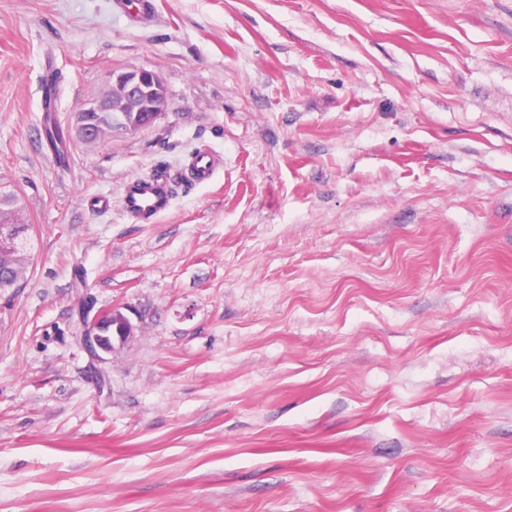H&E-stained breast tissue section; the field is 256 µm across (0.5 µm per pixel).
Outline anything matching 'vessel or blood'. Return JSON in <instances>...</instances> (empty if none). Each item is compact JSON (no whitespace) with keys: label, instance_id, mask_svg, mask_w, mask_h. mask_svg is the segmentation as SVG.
<instances>
[{"label":"vessel or blood","instance_id":"vessel-or-blood-1","mask_svg":"<svg viewBox=\"0 0 512 512\" xmlns=\"http://www.w3.org/2000/svg\"><path fill=\"white\" fill-rule=\"evenodd\" d=\"M220 156L201 150L189 157L185 163L186 175L191 182H210L222 165ZM174 200L172 180L164 169L126 183L120 201L123 213L140 223H150L168 212Z\"/></svg>","mask_w":512,"mask_h":512}]
</instances>
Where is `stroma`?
Listing matches in <instances>:
<instances>
[{
    "mask_svg": "<svg viewBox=\"0 0 512 512\" xmlns=\"http://www.w3.org/2000/svg\"><path fill=\"white\" fill-rule=\"evenodd\" d=\"M152 2L0 0L33 239L0 294V512H512V0ZM132 69L165 114L82 143ZM160 167L173 206L133 223ZM85 300L137 327L104 363ZM168 106L166 88L161 78L145 69L112 71L106 80V90L88 101L78 111L76 122L85 142H96L106 128L85 119V113H115L110 134L116 131L136 132L142 126L123 125L121 112H148L149 124L156 122ZM223 164L220 156L208 150H199L186 161L184 167L186 176L193 183L204 184L210 182L216 170ZM173 200L169 172L157 169L147 176L126 183L120 207L130 220L151 223L170 210Z\"/></svg>",
    "mask_w": 512,
    "mask_h": 512,
    "instance_id": "stroma-1",
    "label": "stroma"
}]
</instances>
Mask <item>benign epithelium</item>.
<instances>
[{
	"mask_svg": "<svg viewBox=\"0 0 512 512\" xmlns=\"http://www.w3.org/2000/svg\"><path fill=\"white\" fill-rule=\"evenodd\" d=\"M167 106V91L157 74L145 69L112 71L107 76L106 90L84 104L76 122L81 139L96 142L102 137L105 125L91 123L85 119V114L113 112L112 131L136 132L140 127L124 125L121 113L147 112L152 124ZM78 324L84 345L101 361L114 352L115 343L124 345L134 336V325L118 310L98 311L92 315L90 310L82 308L78 311Z\"/></svg>",
	"mask_w": 512,
	"mask_h": 512,
	"instance_id": "benign-epithelium-1",
	"label": "benign epithelium"
}]
</instances>
